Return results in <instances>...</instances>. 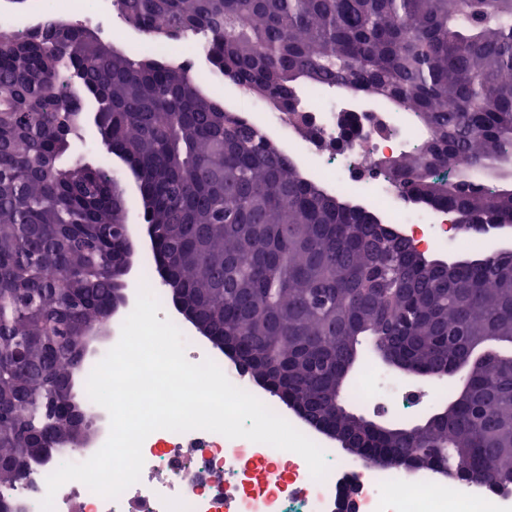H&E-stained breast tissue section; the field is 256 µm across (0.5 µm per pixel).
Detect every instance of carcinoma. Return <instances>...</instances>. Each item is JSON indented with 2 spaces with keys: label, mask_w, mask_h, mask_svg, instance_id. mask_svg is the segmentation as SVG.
Wrapping results in <instances>:
<instances>
[{
  "label": "carcinoma",
  "mask_w": 512,
  "mask_h": 512,
  "mask_svg": "<svg viewBox=\"0 0 512 512\" xmlns=\"http://www.w3.org/2000/svg\"><path fill=\"white\" fill-rule=\"evenodd\" d=\"M141 34L202 33L208 79L296 113L300 88L392 105L423 132L386 171L408 200L465 224L512 221V195L473 181L512 151V4L494 0H119ZM164 25L154 26L156 19ZM203 77L144 49L121 52L45 18L0 42V502L84 422L80 355L118 295L113 231L126 191L75 151L87 126L138 183L171 278L197 318L366 460L431 463L461 449L465 475L494 460L512 487V346L468 363L467 383L415 426L375 438L336 415L358 346L457 369L473 339L512 336V255L444 266L382 236L369 210L304 180L264 131L205 95Z\"/></svg>",
  "instance_id": "carcinoma-1"
}]
</instances>
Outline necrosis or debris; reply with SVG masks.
<instances>
[{
	"label": "necrosis or debris",
	"mask_w": 512,
	"mask_h": 512,
	"mask_svg": "<svg viewBox=\"0 0 512 512\" xmlns=\"http://www.w3.org/2000/svg\"><path fill=\"white\" fill-rule=\"evenodd\" d=\"M302 107L323 140L339 136L344 117L339 100L310 90L302 98ZM254 124L284 138L304 179H316L321 188L378 213L383 223L401 227L422 250L447 244L451 228L443 210L409 206L391 181L362 183L354 177L356 167L374 166L386 152L416 143L419 135L411 127L400 126L392 136L383 137L366 126L346 149L322 155L313 141L294 133L284 113H260ZM180 331L190 362L211 359L222 365L232 384L251 390L250 380L239 369L225 365L222 354L188 326ZM444 393L439 384L406 389L397 379L369 367L358 380L352 400L376 413L411 418L421 404L436 402ZM82 412L93 429L90 445L77 452L52 454L45 463L33 466L11 492L17 512H41L47 477L63 463L89 459L107 440L108 412L87 398ZM142 454L139 481L118 498L102 497L81 482L70 481L56 493L54 512H129L133 502L140 512H340V501L351 484L356 487L354 512H512L510 492L466 481L451 483L435 470L364 465L341 458L332 448L325 451L330 471L321 481L311 477L297 453L205 430L155 431L144 441Z\"/></svg>",
	"instance_id": "obj_1"
}]
</instances>
